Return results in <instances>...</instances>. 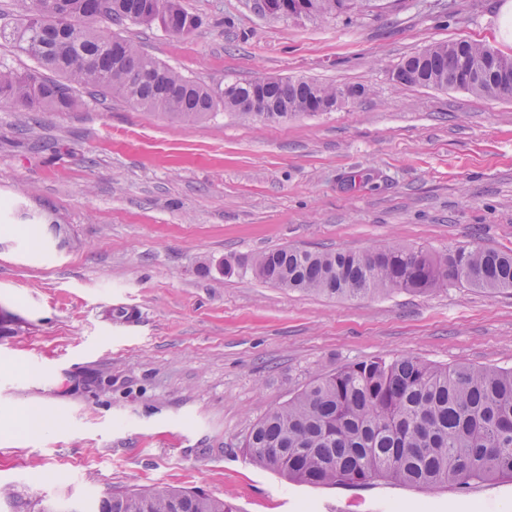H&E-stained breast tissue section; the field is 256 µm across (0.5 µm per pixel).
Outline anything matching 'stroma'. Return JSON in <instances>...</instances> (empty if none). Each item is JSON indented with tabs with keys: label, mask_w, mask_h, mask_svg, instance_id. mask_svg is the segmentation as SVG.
<instances>
[{
	"label": "stroma",
	"mask_w": 512,
	"mask_h": 512,
	"mask_svg": "<svg viewBox=\"0 0 512 512\" xmlns=\"http://www.w3.org/2000/svg\"><path fill=\"white\" fill-rule=\"evenodd\" d=\"M176 37L115 34L207 85L305 78L364 93L332 112L183 123L80 90L68 112L0 103V512L115 489H197L236 512H512L465 491L310 487L256 465L253 424L313 378L374 356L512 367V290L328 298L248 273L277 248L512 253V97L397 83L402 59L468 40L512 54V0H380L277 19L180 0ZM231 262V274L219 271ZM49 418L25 434L15 414Z\"/></svg>",
	"instance_id": "35a3bbf8"
}]
</instances>
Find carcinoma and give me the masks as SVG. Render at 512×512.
<instances>
[{
	"mask_svg": "<svg viewBox=\"0 0 512 512\" xmlns=\"http://www.w3.org/2000/svg\"><path fill=\"white\" fill-rule=\"evenodd\" d=\"M270 15L324 18L361 13L371 0H267ZM21 22L0 27L38 68L18 73L0 64V101L30 112H68L87 86L130 104L188 123L224 108L245 118L257 77L212 86L165 67L112 25L167 28L186 37L196 19L180 0H17ZM480 76L464 82L463 67ZM403 85L457 88L500 98L512 96V55L459 41L425 49L394 69ZM283 111L275 121L326 111L340 93L359 87H324L281 78L265 89ZM257 278L330 298L428 293L449 284L487 292L512 289V254L458 246L443 257L417 247L381 244L364 252L280 248L258 254ZM243 448L262 467L289 482L312 487L372 485L378 481L435 490L465 491L487 481H512V368L439 366L410 356L373 357L311 381L286 404L253 425ZM95 512H234L198 490L161 487L111 491Z\"/></svg>",
	"mask_w": 512,
	"mask_h": 512,
	"instance_id": "cac0c4a2",
	"label": "carcinoma"
}]
</instances>
